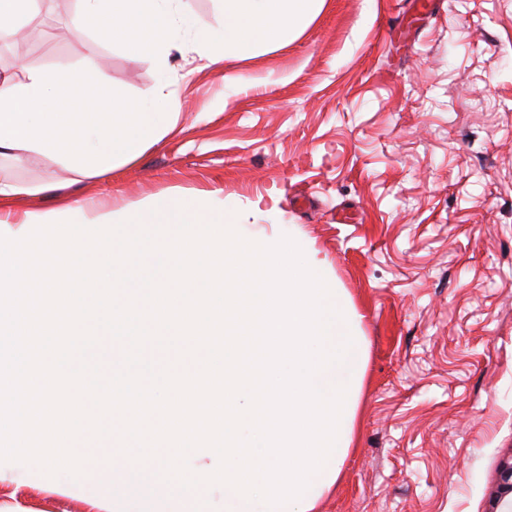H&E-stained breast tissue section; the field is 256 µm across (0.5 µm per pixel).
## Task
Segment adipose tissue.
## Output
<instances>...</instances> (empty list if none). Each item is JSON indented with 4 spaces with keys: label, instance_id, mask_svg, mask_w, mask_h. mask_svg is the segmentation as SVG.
I'll use <instances>...</instances> for the list:
<instances>
[{
    "label": "adipose tissue",
    "instance_id": "1",
    "mask_svg": "<svg viewBox=\"0 0 512 512\" xmlns=\"http://www.w3.org/2000/svg\"><path fill=\"white\" fill-rule=\"evenodd\" d=\"M325 0H224L221 12L205 21L187 12L181 0H78L71 31L80 35L104 26L120 30L136 21L159 32L150 54L159 66L156 89L134 103L136 122L123 118L121 95L113 97L115 119L105 125L84 122L75 148L54 151L56 162L78 178L101 177L134 163L149 147L175 129L177 114L162 94L171 73L170 61L180 51V37L192 35L199 59L215 64L227 53L278 49L296 39L316 18ZM61 96L55 75L24 65L0 74V159L19 165L36 163L58 133L49 124L47 108Z\"/></svg>",
    "mask_w": 512,
    "mask_h": 512
}]
</instances>
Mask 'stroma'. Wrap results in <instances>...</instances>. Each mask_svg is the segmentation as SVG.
<instances>
[{"label":"stroma","instance_id":"obj_1","mask_svg":"<svg viewBox=\"0 0 512 512\" xmlns=\"http://www.w3.org/2000/svg\"><path fill=\"white\" fill-rule=\"evenodd\" d=\"M325 0L288 46L199 70L164 94L177 126L133 164L48 184L0 219L64 198L116 211L217 189L258 241L295 230L361 315L367 367L352 447L320 512H489L512 451V0ZM76 0H42L28 66L92 72L134 102L156 65L96 33L59 40ZM238 76L235 84L226 83ZM133 485L0 463V512H126Z\"/></svg>","mask_w":512,"mask_h":512}]
</instances>
